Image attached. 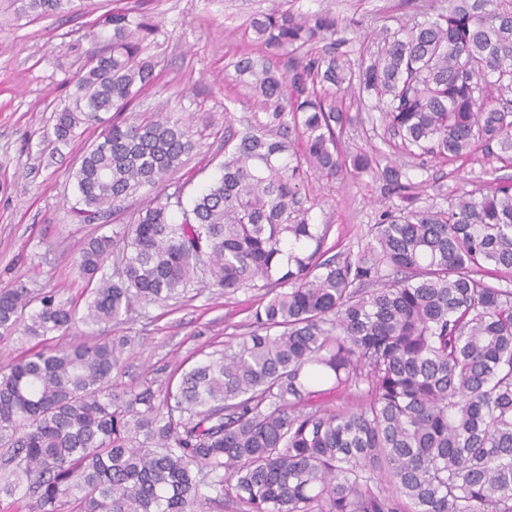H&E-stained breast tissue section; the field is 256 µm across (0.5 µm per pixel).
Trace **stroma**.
I'll return each mask as SVG.
<instances>
[{
    "mask_svg": "<svg viewBox=\"0 0 512 512\" xmlns=\"http://www.w3.org/2000/svg\"><path fill=\"white\" fill-rule=\"evenodd\" d=\"M430 0H73L69 10L47 18L23 14L18 0H0V289L21 283L35 292L53 291L80 305L84 282L75 259L83 242L129 223L150 199L140 191L109 223H78L70 174L97 130L62 144L51 137L57 110L70 101L91 43L88 26L112 11H141L156 29L147 53L157 79L138 97L133 112L149 116L178 112L192 119L196 149L165 185L166 194L190 202L220 174L228 130L243 129L262 117L248 90L228 80L241 55L263 48L247 25L280 7L296 13L336 16L352 59L369 56L383 29L410 21ZM414 184L420 206H447L457 190L483 187L486 168L512 178V161L487 160L485 147L468 159L448 164L419 161L388 150ZM302 192L315 207L316 224H327L333 252L358 251L369 240L378 213L397 204L387 195L381 174L335 179L308 171ZM263 293L242 289L227 294L199 277L173 298L136 306L116 331L135 339L126 361L125 385L148 381L156 387L178 382L183 368L225 343L248 335L252 313ZM81 339L80 331L37 341L16 332L0 343V370L32 350L61 348Z\"/></svg>",
    "mask_w": 512,
    "mask_h": 512,
    "instance_id": "obj_1",
    "label": "stroma"
}]
</instances>
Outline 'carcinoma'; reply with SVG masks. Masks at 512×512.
Masks as SVG:
<instances>
[{"instance_id":"1","label":"carcinoma","mask_w":512,"mask_h":512,"mask_svg":"<svg viewBox=\"0 0 512 512\" xmlns=\"http://www.w3.org/2000/svg\"><path fill=\"white\" fill-rule=\"evenodd\" d=\"M70 2L22 0V11L47 18ZM249 27L264 54L239 58L233 80L265 116L224 142L220 176L187 208L157 194L132 223L85 241L83 307L0 289V339L20 324L34 338L119 325L199 272L226 293L265 291L253 330L163 392L118 382L130 336L10 364L0 497L23 491L28 512H204L220 499L239 512H512V289L493 283L512 272V182L415 207L414 184L381 166V151L340 148L356 121L349 95L415 159L454 162L493 142L512 155V0H452L382 34L358 64L338 51L328 13L274 9ZM106 28L52 130L67 143L103 125L71 173L82 221L164 185L197 146L182 114L129 115L156 79L143 56L154 25L114 12L86 37ZM294 137L319 173L380 169L406 202L357 253L324 249L330 226L301 196Z\"/></svg>"}]
</instances>
